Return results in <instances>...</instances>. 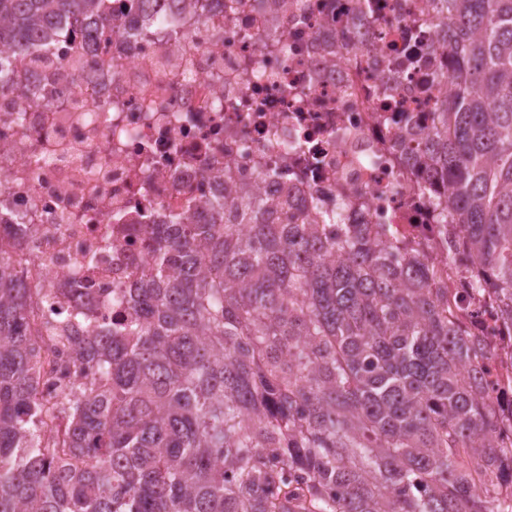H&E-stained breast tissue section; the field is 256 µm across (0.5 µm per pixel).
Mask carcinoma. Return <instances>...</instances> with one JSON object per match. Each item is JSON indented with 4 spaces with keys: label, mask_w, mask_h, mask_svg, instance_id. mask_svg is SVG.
<instances>
[{
    "label": "carcinoma",
    "mask_w": 512,
    "mask_h": 512,
    "mask_svg": "<svg viewBox=\"0 0 512 512\" xmlns=\"http://www.w3.org/2000/svg\"><path fill=\"white\" fill-rule=\"evenodd\" d=\"M454 92L403 149L448 180L437 235L512 326V0H433ZM112 0H0V51ZM238 190L144 230L107 328L54 324L0 247V512H512L483 396L493 350L453 319L419 242L313 207L276 223ZM86 381L46 406L41 348Z\"/></svg>",
    "instance_id": "obj_1"
}]
</instances>
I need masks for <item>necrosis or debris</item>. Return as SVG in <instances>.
Here are the masks:
<instances>
[{"label":"necrosis or debris","instance_id":"1","mask_svg":"<svg viewBox=\"0 0 512 512\" xmlns=\"http://www.w3.org/2000/svg\"><path fill=\"white\" fill-rule=\"evenodd\" d=\"M114 0L119 31L64 17L34 53L8 50L0 70V243L25 287L111 326L149 255L143 230L198 205L225 184L290 194L348 223L390 224L398 237H435L446 197L414 189L402 134L424 123L451 65L430 0H187L163 23ZM79 67L68 68L73 55ZM451 271L453 310L495 346L487 366L497 411L512 415V333L492 296ZM41 398L76 379L65 344L51 353Z\"/></svg>","mask_w":512,"mask_h":512}]
</instances>
